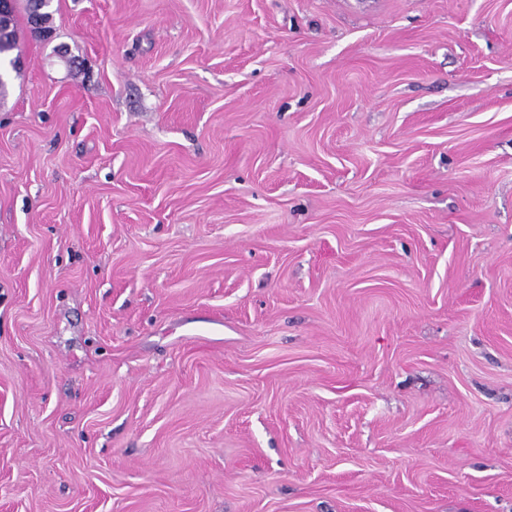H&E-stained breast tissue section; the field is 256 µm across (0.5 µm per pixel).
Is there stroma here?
<instances>
[{"mask_svg": "<svg viewBox=\"0 0 512 512\" xmlns=\"http://www.w3.org/2000/svg\"><path fill=\"white\" fill-rule=\"evenodd\" d=\"M0 81V512H512V0H52Z\"/></svg>", "mask_w": 512, "mask_h": 512, "instance_id": "1", "label": "stroma"}]
</instances>
